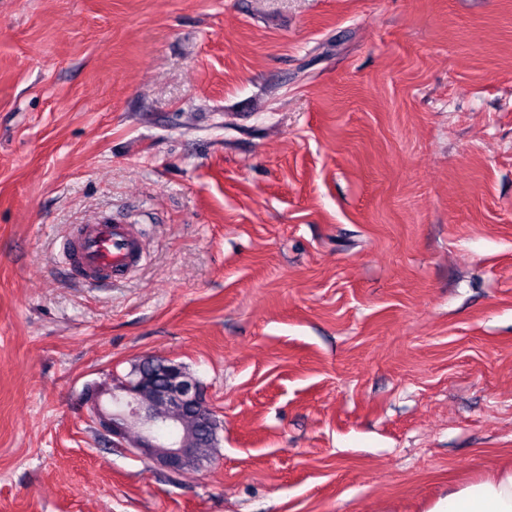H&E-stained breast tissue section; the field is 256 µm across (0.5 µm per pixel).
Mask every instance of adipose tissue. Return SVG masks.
Returning a JSON list of instances; mask_svg holds the SVG:
<instances>
[{"instance_id": "obj_1", "label": "adipose tissue", "mask_w": 512, "mask_h": 512, "mask_svg": "<svg viewBox=\"0 0 512 512\" xmlns=\"http://www.w3.org/2000/svg\"><path fill=\"white\" fill-rule=\"evenodd\" d=\"M429 512H512V468L459 486Z\"/></svg>"}]
</instances>
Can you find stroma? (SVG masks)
I'll use <instances>...</instances> for the list:
<instances>
[{
    "label": "stroma",
    "instance_id": "stroma-1",
    "mask_svg": "<svg viewBox=\"0 0 512 512\" xmlns=\"http://www.w3.org/2000/svg\"><path fill=\"white\" fill-rule=\"evenodd\" d=\"M109 214L146 259L89 286ZM224 422L169 474L87 389ZM512 468V0H0V512H429ZM143 253L130 224L101 217L83 224L76 236L59 244V254L87 285H96L108 276L117 278L130 273L139 266ZM160 397L173 406L184 408L206 406L211 415L221 423L217 412L207 402L196 379L186 375L178 365H170L168 383Z\"/></svg>",
    "mask_w": 512,
    "mask_h": 512
}]
</instances>
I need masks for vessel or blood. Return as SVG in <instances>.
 Segmentation results:
<instances>
[{
    "label": "vessel or blood",
    "mask_w": 512,
    "mask_h": 512,
    "mask_svg": "<svg viewBox=\"0 0 512 512\" xmlns=\"http://www.w3.org/2000/svg\"><path fill=\"white\" fill-rule=\"evenodd\" d=\"M59 253L80 280L95 285L105 277H121L137 268L143 246L130 225L100 218L61 240Z\"/></svg>",
    "instance_id": "b4317fda"
}]
</instances>
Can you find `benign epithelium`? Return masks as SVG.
Returning <instances> with one entry per match:
<instances>
[{"label":"benign epithelium","instance_id":"obj_1","mask_svg":"<svg viewBox=\"0 0 512 512\" xmlns=\"http://www.w3.org/2000/svg\"><path fill=\"white\" fill-rule=\"evenodd\" d=\"M146 382L148 377L143 375L139 380L120 382L101 391L108 396L111 407L104 408L99 401L95 403L94 419L98 430L111 440L112 446L122 448L128 441L136 454L171 474L181 473L188 465L205 466L194 449L183 447L175 426H169L165 434L158 431L150 409L137 398L140 386ZM160 397L173 406H209L196 379L175 364L170 365L168 383Z\"/></svg>","mask_w":512,"mask_h":512}]
</instances>
